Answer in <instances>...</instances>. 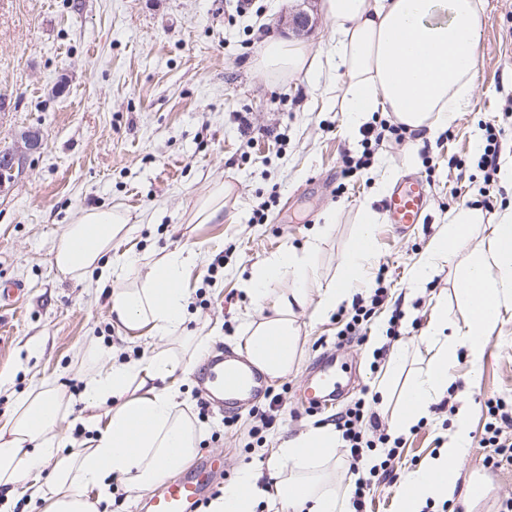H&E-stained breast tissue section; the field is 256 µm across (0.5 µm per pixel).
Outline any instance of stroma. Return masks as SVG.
Returning a JSON list of instances; mask_svg holds the SVG:
<instances>
[{"label":"stroma","instance_id":"1","mask_svg":"<svg viewBox=\"0 0 512 512\" xmlns=\"http://www.w3.org/2000/svg\"><path fill=\"white\" fill-rule=\"evenodd\" d=\"M259 11L240 13L234 0H0V148L21 131H40L43 145L29 154L20 174L0 190V285L19 280L26 289L0 308V419L29 386L48 381L65 390L82 388L85 368L77 352L87 337L100 343L104 362L137 361L153 340L131 338L116 328L106 308L107 289L96 277L78 282L60 274L53 251L67 224L84 210L120 207L130 230L117 243L113 285L143 280L157 256L185 246L207 263L194 272L187 328L205 336L207 351L242 353L244 316L256 308L243 289L250 270L286 247L320 237L317 264L323 281L337 276L353 245L363 202L381 211L389 192L383 171L396 177L431 172L430 203L420 223L396 231L385 219L374 226L369 279L358 295L369 298L385 284L390 299L371 313L362 336L339 339L348 307L315 318L298 317L302 347L287 376L271 381L280 398L265 443L250 448L251 406L200 419V453L224 456V483L246 468L266 469L282 440L328 424L337 412L374 391L387 359L374 354L389 340L394 310H401L397 344L405 355L373 411L390 428L399 395L431 355L428 324L436 300L448 302V318L462 322L454 295V271L474 250L498 214L512 207V187L496 184L494 211L482 208L483 177L476 167L486 122L502 128V158L512 157V0H486L477 47L474 106L459 113L450 138L418 141L375 152L371 166L337 192L344 153H361V133H348L342 84L335 76L303 74L271 79L255 62L272 38L300 40L314 54L335 42L336 23L323 0H258ZM308 8L313 29L296 35L281 18ZM464 160L465 172L448 165ZM232 189L224 221L195 224L199 199L215 183ZM459 201H451L450 189ZM274 202H265L267 193ZM268 203V221L250 223L253 209ZM476 211L477 231L465 251L438 262L414 287V262L439 225L459 203ZM223 256V268L211 260ZM335 354L352 383L335 405L305 411L297 389L316 360ZM448 393L429 417L402 434L400 459L373 479L366 512H393L407 476L437 454L452 425L460 397L472 408L471 441L460 469L456 498L430 502L425 512H499L512 498V467L487 465L485 403L512 405V305L504 310L471 381V362L459 354ZM486 494L471 496L474 482Z\"/></svg>","mask_w":512,"mask_h":512}]
</instances>
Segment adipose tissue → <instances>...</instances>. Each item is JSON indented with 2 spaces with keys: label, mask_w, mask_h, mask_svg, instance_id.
<instances>
[{
  "label": "adipose tissue",
  "mask_w": 512,
  "mask_h": 512,
  "mask_svg": "<svg viewBox=\"0 0 512 512\" xmlns=\"http://www.w3.org/2000/svg\"><path fill=\"white\" fill-rule=\"evenodd\" d=\"M324 9L336 22V41L327 54L273 40L263 47L257 66L272 76L338 69L352 130L366 114L387 112L432 137L469 111L484 0H324ZM376 219L371 205H363L356 241L330 282L317 276L314 240L253 267L244 289L262 315L244 326L251 365L273 379L292 371L301 341L298 309L310 304L324 316L351 301L369 271ZM473 219L462 207L440 227L414 268V284L470 239ZM129 221L117 207L85 210L60 237L53 256L57 271L77 281L94 272L111 277L112 248L127 235ZM201 260L193 249H174L153 262L144 281L113 289L108 303L113 325L128 336L153 337L149 356L97 366L76 399L48 382L18 398L10 417L0 421V489L6 499L40 500L45 512H98L112 478L145 488L192 460L200 429L180 408L172 383L177 359L194 361L205 346L202 336L186 329L187 283ZM456 295L468 317L449 322L447 307L436 302L428 336L432 354L392 419L396 431H410L444 396L459 350H467L472 364L481 361L503 305L512 300V209L500 214L458 269ZM77 401L89 412L93 435L65 450L58 427ZM470 416L469 405H461L438 455L409 474L393 512H423L428 501L453 498L456 464L470 442ZM337 444L335 430L320 426L288 438L269 459V483L259 484L256 472L243 470L211 512H254L261 496L285 503L291 512H350L348 496L339 493L331 475L308 469L313 462L331 463ZM46 467L51 479L43 482L39 476Z\"/></svg>",
  "instance_id": "ef3b65f1"
}]
</instances>
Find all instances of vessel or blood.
Listing matches in <instances>:
<instances>
[{
  "label": "vessel or blood",
  "instance_id": "vessel-or-blood-1",
  "mask_svg": "<svg viewBox=\"0 0 512 512\" xmlns=\"http://www.w3.org/2000/svg\"><path fill=\"white\" fill-rule=\"evenodd\" d=\"M429 205L426 181L419 176L400 179L384 200L389 223L404 227L418 223ZM202 399L207 405L223 407L231 413L245 403H256L268 394L267 381L255 367L246 365L231 352L208 356L197 373ZM344 393L336 378L334 357H322L303 384L302 404L313 409L338 400ZM224 459L214 455L195 469L167 482L149 499L150 512H197L212 490L216 474L223 472Z\"/></svg>",
  "mask_w": 512,
  "mask_h": 512
}]
</instances>
